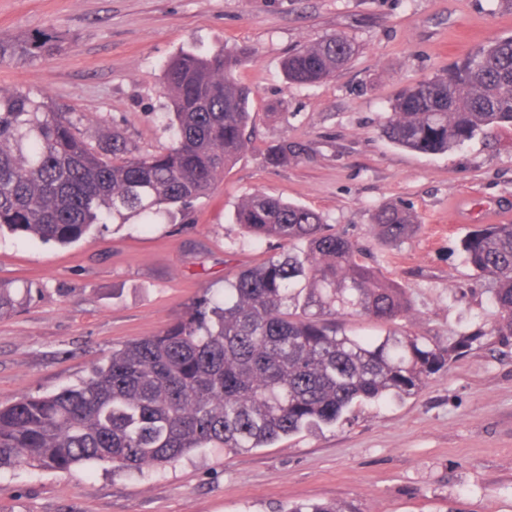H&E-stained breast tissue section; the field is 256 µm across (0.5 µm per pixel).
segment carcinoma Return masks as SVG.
I'll return each mask as SVG.
<instances>
[{"label":"carcinoma","mask_w":512,"mask_h":512,"mask_svg":"<svg viewBox=\"0 0 512 512\" xmlns=\"http://www.w3.org/2000/svg\"><path fill=\"white\" fill-rule=\"evenodd\" d=\"M50 30L0 36V64L61 55ZM354 46L328 36L289 54L290 84L316 85L348 64ZM245 49H180L163 69L171 145L136 155L117 132L93 147L66 112L0 88V234L71 243L93 226L137 218L151 224L207 195L246 150L252 90L234 77ZM512 129V37L495 39L435 76L406 86L382 127L394 145L444 154ZM287 140L269 163L295 159ZM235 221L257 242L287 246L206 290L157 336L134 339L78 384L0 403V470L21 465L70 472L106 463L141 472L197 448L239 453L306 429L331 426L364 403L417 394L474 341H512V224H483L461 241L464 259L488 281V328L448 345L397 326L402 287L361 260L362 249L315 210L255 192ZM421 224L403 206L372 214L388 246ZM379 328L350 333L351 317Z\"/></svg>","instance_id":"cac0c4a2"}]
</instances>
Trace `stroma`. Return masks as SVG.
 Segmentation results:
<instances>
[{"mask_svg":"<svg viewBox=\"0 0 512 512\" xmlns=\"http://www.w3.org/2000/svg\"><path fill=\"white\" fill-rule=\"evenodd\" d=\"M51 29L61 56L0 66V87L45 98L80 119L89 143L120 132L137 153L170 144L162 75L179 49L248 48L236 79L253 90L249 146L186 214L104 224L60 244L0 236V402L58 392L112 350L161 333L206 289L280 252L254 246L234 221L262 191L310 207L405 290L401 330L446 344L491 310L462 239L512 223V131L442 155L381 133L389 103L494 38L512 12L494 0H0V33ZM339 34L349 63L314 86L284 79L289 52ZM301 157L266 164L282 140ZM410 208L420 233L390 248L370 233L386 204ZM512 512V344L484 338L418 394L366 405L349 420L267 448H200L144 473L110 465L71 473L0 471V512Z\"/></svg>","mask_w":512,"mask_h":512,"instance_id":"35a3bbf8","label":"stroma"}]
</instances>
